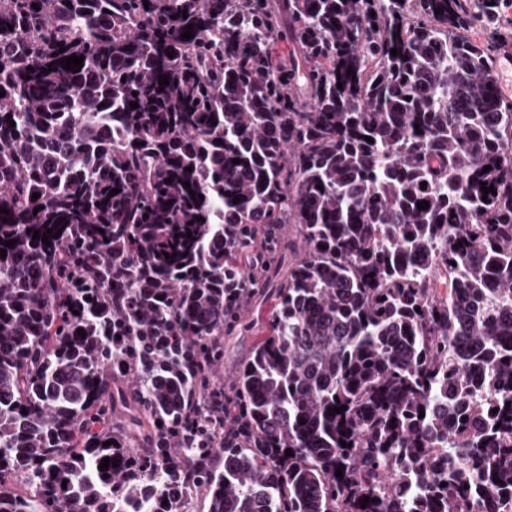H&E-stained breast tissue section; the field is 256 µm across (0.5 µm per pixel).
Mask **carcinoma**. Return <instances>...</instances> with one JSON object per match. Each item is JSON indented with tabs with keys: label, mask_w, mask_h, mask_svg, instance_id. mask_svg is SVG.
I'll return each mask as SVG.
<instances>
[{
	"label": "carcinoma",
	"mask_w": 512,
	"mask_h": 512,
	"mask_svg": "<svg viewBox=\"0 0 512 512\" xmlns=\"http://www.w3.org/2000/svg\"><path fill=\"white\" fill-rule=\"evenodd\" d=\"M482 2L0 0V512H512ZM269 293L228 425L212 370Z\"/></svg>",
	"instance_id": "obj_1"
}]
</instances>
